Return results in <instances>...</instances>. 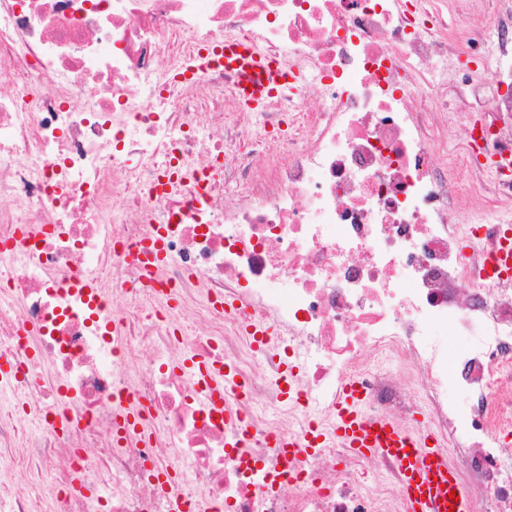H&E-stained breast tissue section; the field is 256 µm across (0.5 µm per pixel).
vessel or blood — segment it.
I'll return each mask as SVG.
<instances>
[{
    "instance_id": "obj_1",
    "label": "vessel or blood",
    "mask_w": 512,
    "mask_h": 512,
    "mask_svg": "<svg viewBox=\"0 0 512 512\" xmlns=\"http://www.w3.org/2000/svg\"><path fill=\"white\" fill-rule=\"evenodd\" d=\"M202 64L220 65L234 73L236 95L255 104L287 92L293 83L283 66L257 53L243 38L226 41L223 50L204 57ZM204 379V395L209 400H218L228 389V373L223 368L208 369ZM364 402L365 394L357 382L344 384L331 434L311 433L307 448H321L333 440L364 454L396 459L402 469L406 512H471L468 498L456 503L449 498L458 483L445 452L416 432L387 421H370L362 412Z\"/></svg>"
}]
</instances>
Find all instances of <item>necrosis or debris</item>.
I'll return each instance as SVG.
<instances>
[{
  "label": "necrosis or debris",
  "mask_w": 512,
  "mask_h": 512,
  "mask_svg": "<svg viewBox=\"0 0 512 512\" xmlns=\"http://www.w3.org/2000/svg\"><path fill=\"white\" fill-rule=\"evenodd\" d=\"M237 36L287 97L180 80ZM448 57L512 80V0H0V473L56 474L0 512H405L392 461L284 460L350 380L512 512V97H449ZM188 359L239 382L231 422Z\"/></svg>",
  "instance_id": "1"
}]
</instances>
